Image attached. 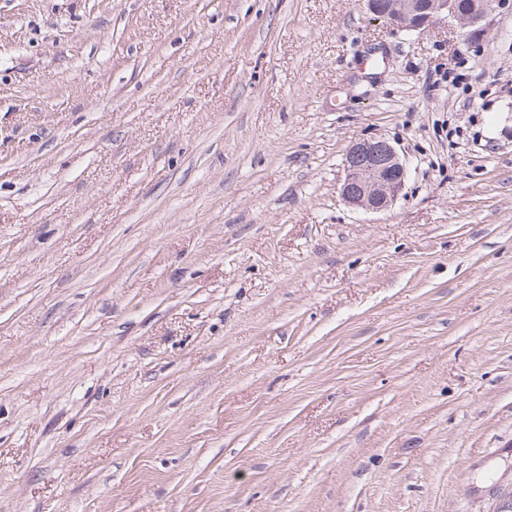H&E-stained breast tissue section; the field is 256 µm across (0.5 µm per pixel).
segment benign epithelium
<instances>
[{
  "instance_id": "1",
  "label": "benign epithelium",
  "mask_w": 512,
  "mask_h": 512,
  "mask_svg": "<svg viewBox=\"0 0 512 512\" xmlns=\"http://www.w3.org/2000/svg\"><path fill=\"white\" fill-rule=\"evenodd\" d=\"M373 19L407 31H421L435 23H455L468 30L467 38L496 9L512 8V0H475L462 14L456 0H366ZM407 166L397 148L384 138L355 142L345 157L341 195L351 206L381 213L392 207L405 186Z\"/></svg>"
}]
</instances>
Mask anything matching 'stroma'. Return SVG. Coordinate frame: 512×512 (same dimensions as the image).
I'll return each instance as SVG.
<instances>
[{"mask_svg":"<svg viewBox=\"0 0 512 512\" xmlns=\"http://www.w3.org/2000/svg\"><path fill=\"white\" fill-rule=\"evenodd\" d=\"M510 501L512 11L0 0V512ZM366 6L374 20L407 31H421L435 23H455L469 29L467 40L477 32L482 22L496 9L510 7V0L474 1L472 9L461 14L456 0H366ZM344 166L341 195L349 205L365 212L387 211L405 186L407 166L397 148L384 138L355 142Z\"/></svg>","mask_w":512,"mask_h":512,"instance_id":"1","label":"stroma"}]
</instances>
